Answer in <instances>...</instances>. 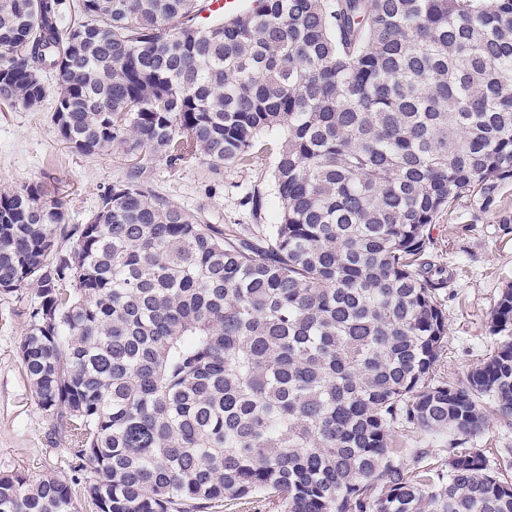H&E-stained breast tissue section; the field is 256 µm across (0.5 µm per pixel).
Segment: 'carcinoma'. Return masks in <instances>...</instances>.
<instances>
[{
  "label": "carcinoma",
  "mask_w": 512,
  "mask_h": 512,
  "mask_svg": "<svg viewBox=\"0 0 512 512\" xmlns=\"http://www.w3.org/2000/svg\"><path fill=\"white\" fill-rule=\"evenodd\" d=\"M0 0V103L55 79L52 121L126 177L69 223L0 193V293L70 478L0 473V512H512L472 446L512 418V286L448 367L431 226L512 178V0ZM281 129L275 224H210L144 174L254 164ZM444 439L443 456L415 437Z\"/></svg>",
  "instance_id": "obj_1"
}]
</instances>
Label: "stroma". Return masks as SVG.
Here are the masks:
<instances>
[{
  "instance_id": "obj_1",
  "label": "stroma",
  "mask_w": 512,
  "mask_h": 512,
  "mask_svg": "<svg viewBox=\"0 0 512 512\" xmlns=\"http://www.w3.org/2000/svg\"><path fill=\"white\" fill-rule=\"evenodd\" d=\"M54 96L29 110L0 105V190L42 182L59 194L72 220L93 210L112 180L124 177L121 155L90 159L61 141L51 119ZM274 159L254 166H227L212 173L207 166L170 168L157 162L153 187L186 211L212 224H273L280 201L272 183ZM265 194L260 213L245 202L254 186ZM433 251L448 275V351L451 369L464 374L491 343L486 322L502 288L512 284V178L491 189L458 198L437 218ZM34 296L0 294V472L67 476L68 450L56 422L39 406L18 354L27 332L23 310Z\"/></svg>"
}]
</instances>
